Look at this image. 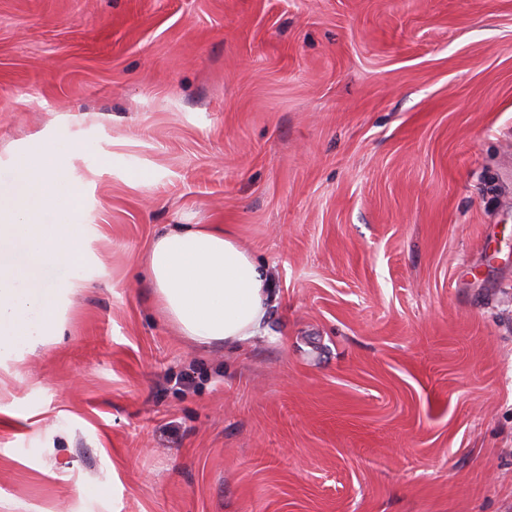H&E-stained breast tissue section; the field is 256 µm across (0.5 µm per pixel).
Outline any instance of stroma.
I'll return each mask as SVG.
<instances>
[{
	"mask_svg": "<svg viewBox=\"0 0 512 512\" xmlns=\"http://www.w3.org/2000/svg\"><path fill=\"white\" fill-rule=\"evenodd\" d=\"M86 225L61 338L0 367V512H512V0H0V201ZM232 233L265 334L161 311ZM163 229L146 257L155 295L183 336L234 346L260 334L271 298L264 269L220 227Z\"/></svg>",
	"mask_w": 512,
	"mask_h": 512,
	"instance_id": "obj_1",
	"label": "stroma"
}]
</instances>
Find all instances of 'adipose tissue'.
Returning a JSON list of instances; mask_svg holds the SVG:
<instances>
[{"mask_svg": "<svg viewBox=\"0 0 512 512\" xmlns=\"http://www.w3.org/2000/svg\"><path fill=\"white\" fill-rule=\"evenodd\" d=\"M146 268L164 312L192 341L230 347L260 334L271 298L267 271L228 231L165 228Z\"/></svg>", "mask_w": 512, "mask_h": 512, "instance_id": "1", "label": "adipose tissue"}]
</instances>
